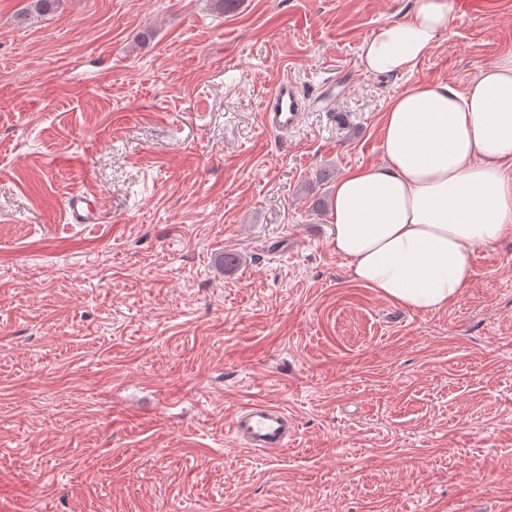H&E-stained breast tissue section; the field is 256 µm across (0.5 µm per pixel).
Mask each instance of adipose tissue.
Listing matches in <instances>:
<instances>
[{
    "label": "adipose tissue",
    "instance_id": "1",
    "mask_svg": "<svg viewBox=\"0 0 512 512\" xmlns=\"http://www.w3.org/2000/svg\"><path fill=\"white\" fill-rule=\"evenodd\" d=\"M452 20L450 0H415L406 19L364 40L360 62L379 75L411 72ZM383 130L380 161L334 186L330 243L354 282L438 311L471 286L478 246L512 238V53L462 89L412 84Z\"/></svg>",
    "mask_w": 512,
    "mask_h": 512
}]
</instances>
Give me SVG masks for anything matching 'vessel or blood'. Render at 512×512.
<instances>
[{
	"label": "vessel or blood",
	"instance_id": "obj_1",
	"mask_svg": "<svg viewBox=\"0 0 512 512\" xmlns=\"http://www.w3.org/2000/svg\"><path fill=\"white\" fill-rule=\"evenodd\" d=\"M308 100L301 90L288 81L277 82L262 114L264 126L288 133L299 128ZM64 208L74 224H98L103 220L100 196L91 185H82L66 198ZM231 432L241 447L253 450H279L288 447L294 424L281 407L255 401L235 415Z\"/></svg>",
	"mask_w": 512,
	"mask_h": 512
}]
</instances>
